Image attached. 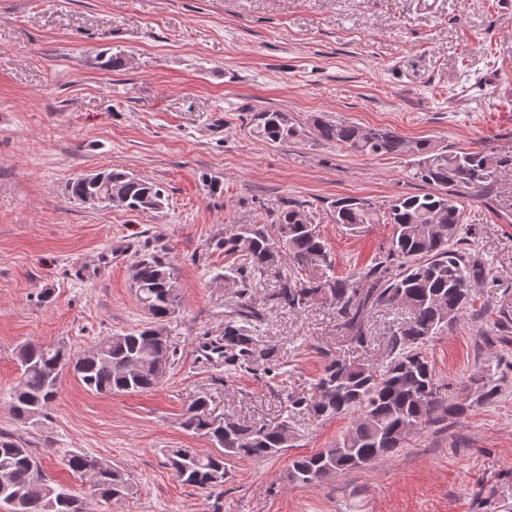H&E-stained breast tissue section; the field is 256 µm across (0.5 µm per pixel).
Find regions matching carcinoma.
Here are the masks:
<instances>
[{"mask_svg": "<svg viewBox=\"0 0 512 512\" xmlns=\"http://www.w3.org/2000/svg\"><path fill=\"white\" fill-rule=\"evenodd\" d=\"M254 121L257 137L270 144L305 135L286 112L262 111ZM313 127L319 142L354 153L411 156L413 178L436 190L382 205L353 197L333 201L335 223L353 232L365 224L394 227L387 254L346 277L332 274L333 260L318 225L306 216L297 218L300 206L291 201L278 213L276 223L247 224L224 240V252L244 260L237 269L236 318L224 322V337L215 342L224 350V368L257 377L276 375L277 360L250 326L257 317L250 289L284 259L289 269L280 276L276 299L291 309H301L316 298L331 300L360 345L367 341V311L401 305L408 317L392 332L385 360L332 361L312 393L289 397L288 417L276 426L229 417L219 420L208 411L205 398L196 399L182 425L207 438L217 452L171 450L168 463L184 485L211 492L223 488L228 459L274 458L293 440L296 427L312 417L349 416L352 421L334 446L292 460L288 479L300 485L374 465L403 447L413 430L438 420V415L453 418L465 411L463 404L450 399V386L438 377L426 347L473 306V286L486 278L485 263L465 247L457 198L493 196L497 168L506 159L484 150H450L430 139L412 143L387 128H364L346 120L317 117ZM68 194L75 200L99 194L142 212L160 208L164 198L158 185L113 171L103 173L97 184L75 178L68 184ZM297 271L305 272L306 279L295 278ZM131 280L154 325L102 338L77 358L60 343L21 346L17 353L21 377L10 392L17 421L25 424L43 415L58 395L63 373L71 368L96 393H140L157 384L151 359H169L158 323L178 306L176 278L169 263L149 256L135 262ZM471 381L478 386L481 401L489 403L497 397L491 377L474 375ZM92 488L94 495L109 501L115 493L128 494L130 483L123 472L112 469L95 478ZM2 505L8 512H85L83 498L52 482L34 449L9 434L0 435Z\"/></svg>", "mask_w": 512, "mask_h": 512, "instance_id": "cac0c4a2", "label": "carcinoma"}]
</instances>
